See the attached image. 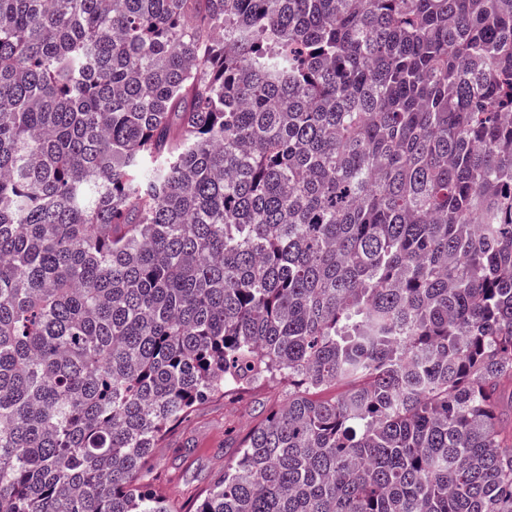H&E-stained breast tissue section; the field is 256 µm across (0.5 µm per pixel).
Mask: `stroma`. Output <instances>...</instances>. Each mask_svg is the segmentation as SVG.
<instances>
[{
    "instance_id": "35a3bbf8",
    "label": "stroma",
    "mask_w": 512,
    "mask_h": 512,
    "mask_svg": "<svg viewBox=\"0 0 512 512\" xmlns=\"http://www.w3.org/2000/svg\"><path fill=\"white\" fill-rule=\"evenodd\" d=\"M281 397L279 388L264 384L242 398L218 395L195 407L153 451V470L164 492L177 505L192 507L237 456L241 439Z\"/></svg>"
}]
</instances>
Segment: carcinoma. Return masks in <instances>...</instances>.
Here are the masks:
<instances>
[{"mask_svg": "<svg viewBox=\"0 0 512 512\" xmlns=\"http://www.w3.org/2000/svg\"><path fill=\"white\" fill-rule=\"evenodd\" d=\"M262 382L193 512H512V0H0V512Z\"/></svg>", "mask_w": 512, "mask_h": 512, "instance_id": "cac0c4a2", "label": "carcinoma"}]
</instances>
